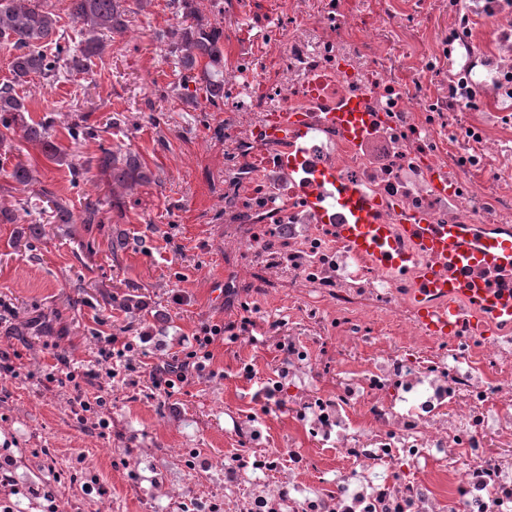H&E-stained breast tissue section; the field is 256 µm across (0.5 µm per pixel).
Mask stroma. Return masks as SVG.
Segmentation results:
<instances>
[{"label":"stroma","instance_id":"35a3bbf8","mask_svg":"<svg viewBox=\"0 0 512 512\" xmlns=\"http://www.w3.org/2000/svg\"><path fill=\"white\" fill-rule=\"evenodd\" d=\"M168 0H151L130 15L126 31L106 39V48L87 72L47 81L36 77L19 86L30 119L45 121L69 162H48L38 144L22 132L0 143V165L32 164L35 181L22 187L0 174V209L15 211L12 224L0 223V300L14 309L0 324V397H7L6 425L31 447L64 448L82 456L98 437L83 425L69 403L72 393L49 386L43 376L53 365L54 348L102 388L116 447L134 441L159 448L181 446L224 453V400L232 394L224 365L252 354L269 360L265 348L227 349L216 341L212 375L184 384L171 401L152 397L148 373L175 355L205 324H220L233 307L214 292L232 277L242 293L276 296L290 304L294 281L273 272L261 253L238 243L257 240L264 225L251 217L263 177L224 197V155L234 141L223 106L198 98L188 106L163 92L177 82L174 59L154 34L175 25ZM207 19L224 30V63L232 65L240 44L261 61L264 79L251 90V108H268V90L286 80L280 51L264 33L286 0H198ZM119 125H111V118ZM94 127L95 139L76 144L73 124ZM136 153L153 172L151 182L133 189L107 187L96 174L72 181L69 167L87 164L101 148ZM49 190L59 205L81 213L87 201L104 200L99 224H42L37 210L24 213L20 200L37 202ZM120 248H113V241ZM137 308L126 307V299ZM53 326V335L39 329ZM21 335L8 333V326ZM135 336L130 371L114 383L100 369L97 349L103 336Z\"/></svg>","mask_w":512,"mask_h":512}]
</instances>
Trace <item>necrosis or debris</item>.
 Returning <instances> with one entry per match:
<instances>
[{
    "instance_id": "1",
    "label": "necrosis or debris",
    "mask_w": 512,
    "mask_h": 512,
    "mask_svg": "<svg viewBox=\"0 0 512 512\" xmlns=\"http://www.w3.org/2000/svg\"><path fill=\"white\" fill-rule=\"evenodd\" d=\"M267 38L288 79L273 110L312 120L309 159L358 186L393 230L416 219L512 236V0H288ZM261 77L239 49L224 71V112L239 133L224 192L263 174L252 212L269 225L259 251L299 288L335 361L289 327L274 298L236 300L228 348L278 335L276 374L237 360L224 407V455L201 448H115L93 456L0 444V512H512V322L487 336L482 309L454 299L445 336L420 325L412 293L431 258L395 269L354 253L317 223L299 177L260 154L247 99ZM360 100L373 122L350 140L326 112ZM368 349L358 368L345 353ZM287 412L274 433L270 417ZM121 479L105 485L104 466Z\"/></svg>"
}]
</instances>
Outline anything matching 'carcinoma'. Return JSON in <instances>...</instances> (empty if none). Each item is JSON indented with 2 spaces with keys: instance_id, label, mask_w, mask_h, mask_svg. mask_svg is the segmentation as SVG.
Here are the masks:
<instances>
[{
  "instance_id": "cac0c4a2",
  "label": "carcinoma",
  "mask_w": 512,
  "mask_h": 512,
  "mask_svg": "<svg viewBox=\"0 0 512 512\" xmlns=\"http://www.w3.org/2000/svg\"><path fill=\"white\" fill-rule=\"evenodd\" d=\"M125 2L69 0L70 18L82 25L84 35L76 42L59 33V16L47 10L42 0H0V38L12 39L22 49L11 64L12 81L0 85V143L6 140V134L19 129L25 140L40 144L46 159L62 164L66 153L51 139L46 126L27 121V108L16 86L33 75L54 81L63 64L71 72L84 71L103 47L97 36L99 30L117 35L127 29L133 10ZM168 7L177 24L158 34V39L174 58L181 79L167 88L166 95L194 104L197 92L190 90L189 83L201 79L206 100L215 105L224 100V30L205 19L197 0H168ZM49 43L53 48L47 52L45 46ZM95 167L100 180L109 185L131 188L153 178L152 171L131 151L122 154L102 147ZM6 176L24 187L33 180L30 165L22 162L16 163ZM101 213L98 200L87 203L79 215L55 204L49 218L55 224H100Z\"/></svg>"
}]
</instances>
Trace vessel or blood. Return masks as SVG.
Listing matches in <instances>:
<instances>
[{
	"instance_id": "1",
	"label": "vessel or blood",
	"mask_w": 512,
	"mask_h": 512,
	"mask_svg": "<svg viewBox=\"0 0 512 512\" xmlns=\"http://www.w3.org/2000/svg\"><path fill=\"white\" fill-rule=\"evenodd\" d=\"M329 123L341 124L350 134L361 135L368 118L356 104L343 111L325 115ZM311 128L297 112L265 113L259 127L260 147L278 150L282 169L289 174L305 171L303 185L316 219L331 225L332 230L357 254L404 268L416 261L415 253L402 250L389 225L377 223L366 196L352 186H337L335 173L327 168L309 165L303 154L288 152L289 142L305 140ZM340 212L342 223H333L332 212ZM407 235L420 242L424 252L447 258L448 273L426 274L414 291L415 307L420 321L431 331L444 335L452 328L455 310H435L433 299L464 296L486 311L491 318L512 319V301L498 288L465 277L464 272L479 265L512 269V239L496 237L473 239L462 224H409Z\"/></svg>"
}]
</instances>
